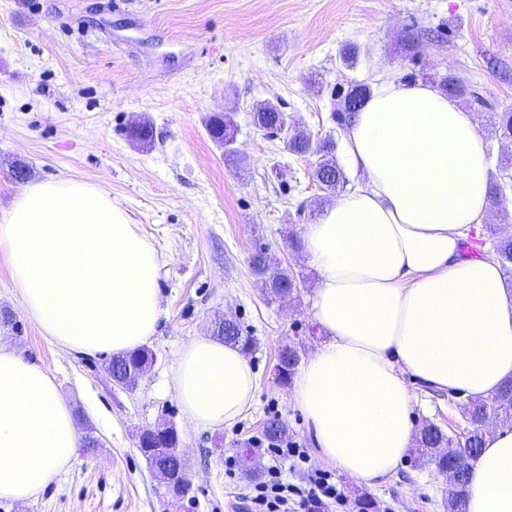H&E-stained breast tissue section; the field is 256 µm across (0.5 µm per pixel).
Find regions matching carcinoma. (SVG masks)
<instances>
[{"label":"carcinoma","instance_id":"1","mask_svg":"<svg viewBox=\"0 0 512 512\" xmlns=\"http://www.w3.org/2000/svg\"><path fill=\"white\" fill-rule=\"evenodd\" d=\"M442 87L450 95L473 101L484 106V98L479 90L465 83L459 76L450 73L440 80ZM370 93L367 85H355L346 91L334 103L333 112L337 127L345 129L348 115L344 112L346 100L354 98L360 103ZM286 114L274 103L266 102L256 107L252 113V123L260 130L269 131L278 128L285 122ZM494 128L506 139L512 138V111L504 110L497 114ZM208 132L218 144H224V139L236 132L234 122L220 113L211 115L208 119ZM288 153L297 156H319V161L313 171V179L326 196L331 197L336 191L344 188L346 184L336 163V141L332 137L323 139L314 144L310 139L300 135H291L285 141ZM512 161L504 159L498 164V172L491 174V201L495 205H502L506 201L509 179L512 175ZM492 256L498 261L507 273H512V225L507 224L498 229L492 243ZM251 270L254 275L265 278L269 283L268 293L273 299H279L285 293L293 294L297 290V277L289 269L281 266L272 259L267 250H259L251 258ZM214 336L227 344L238 345L244 352L253 350V340L241 333L238 324L230 319L223 318L216 323ZM154 361L152 350L141 347L135 351L112 357L107 363V369L112 380L125 383L127 375L138 368L147 369ZM299 362L298 351L295 348H286L279 355L275 365V372L281 380L288 384L292 381ZM464 417L470 423V432L466 435L455 436L445 434L434 424L424 425L417 437V447L420 456L427 459L436 470L443 471L453 467L459 474L458 487L449 492V498L458 505L456 512H463V486L468 460L476 455L481 448L482 435L479 427L488 415H494L497 420L512 424V384H507L494 397L476 401L464 407ZM173 443L158 438L145 448L152 459V472L157 480L170 491L183 484L186 476L185 461L176 456L171 448Z\"/></svg>","mask_w":512,"mask_h":512}]
</instances>
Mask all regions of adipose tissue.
Returning <instances> with one entry per match:
<instances>
[{
  "label": "adipose tissue",
  "mask_w": 512,
  "mask_h": 512,
  "mask_svg": "<svg viewBox=\"0 0 512 512\" xmlns=\"http://www.w3.org/2000/svg\"><path fill=\"white\" fill-rule=\"evenodd\" d=\"M344 144L363 183L300 231L326 340L303 360L290 401L339 472L376 482L417 435L405 377L476 401L512 379V290L496 260L463 251L489 216L490 168L456 98L380 80ZM0 257L24 313L68 351L117 355L157 331V250L104 187L28 186L0 213ZM171 386L187 423L216 429L253 406L257 376L239 347L199 336L180 350ZM78 445L55 376L0 346V499L34 498ZM464 500L466 512H512V430H486Z\"/></svg>",
  "instance_id": "obj_1"
}]
</instances>
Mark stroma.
I'll return each instance as SVG.
<instances>
[{
  "label": "stroma",
  "mask_w": 512,
  "mask_h": 512,
  "mask_svg": "<svg viewBox=\"0 0 512 512\" xmlns=\"http://www.w3.org/2000/svg\"><path fill=\"white\" fill-rule=\"evenodd\" d=\"M408 37L418 43L413 60L402 50ZM449 72L494 111L512 110V0H0V210L49 178L106 187L161 257L164 309L149 343L156 361L128 391L105 356L79 357L42 336L0 260V308L15 322L0 328V345L48 367L100 442L77 448L30 502L0 500V512H242L237 495L253 462L271 463L263 428L274 417L307 455L297 471L284 462L288 481L332 471L273 374L285 347L305 357L325 340L311 311L316 274L292 245L321 195L316 158L284 151L251 111L271 101L312 139L336 137L332 93L381 76L435 83ZM217 112L237 126V163L209 135ZM142 120L153 128L145 145L128 135ZM262 248L299 274L297 294L269 299L249 264ZM223 316L256 343V405L232 426L194 427L170 378L180 349ZM408 388L416 426L450 434L464 425L461 403ZM164 422L179 432L192 499L166 494L138 447L143 429ZM333 479L349 502L367 495L377 512H448L447 477L413 447L382 483Z\"/></svg>",
  "instance_id": "1"
}]
</instances>
